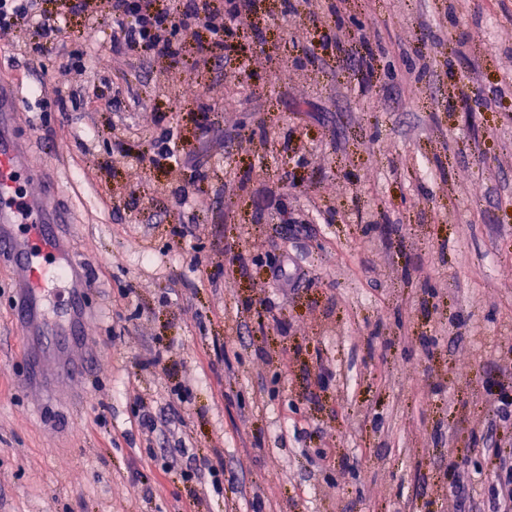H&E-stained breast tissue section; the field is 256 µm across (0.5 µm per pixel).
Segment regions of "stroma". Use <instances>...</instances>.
<instances>
[{
  "mask_svg": "<svg viewBox=\"0 0 512 512\" xmlns=\"http://www.w3.org/2000/svg\"><path fill=\"white\" fill-rule=\"evenodd\" d=\"M331 3L256 0L198 71L190 30L178 62L113 51L109 0L69 16L64 48L0 39L94 281L81 371L47 360L33 382L0 261V512H458L462 471L481 475L465 512H492L487 457L512 454V412L491 411L512 405V0ZM161 114L180 151L142 165Z\"/></svg>",
  "mask_w": 512,
  "mask_h": 512,
  "instance_id": "1",
  "label": "stroma"
}]
</instances>
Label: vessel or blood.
Listing matches in <instances>:
<instances>
[{
    "instance_id": "1",
    "label": "vessel or blood",
    "mask_w": 512,
    "mask_h": 512,
    "mask_svg": "<svg viewBox=\"0 0 512 512\" xmlns=\"http://www.w3.org/2000/svg\"><path fill=\"white\" fill-rule=\"evenodd\" d=\"M22 101L11 85L0 81V255L15 268L22 290L15 306L18 321L44 338L58 334L56 322L45 318L43 303L52 286L67 284L72 299H79L88 285L87 269L72 264L56 233L64 216L55 206V193L47 189L27 195L22 180L37 178L26 153L12 132Z\"/></svg>"
}]
</instances>
